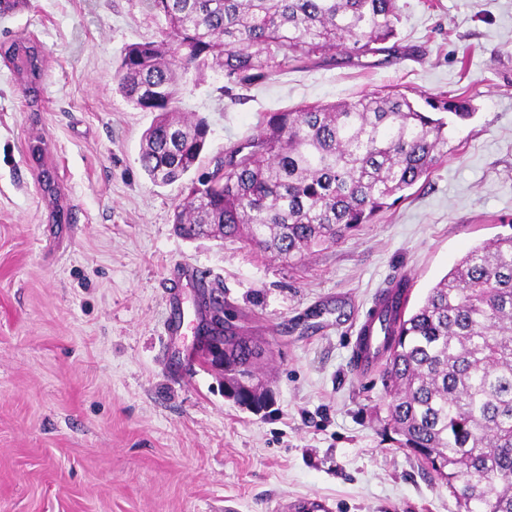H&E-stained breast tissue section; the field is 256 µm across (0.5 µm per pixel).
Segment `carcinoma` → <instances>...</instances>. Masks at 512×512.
Returning <instances> with one entry per match:
<instances>
[{
  "label": "carcinoma",
  "mask_w": 512,
  "mask_h": 512,
  "mask_svg": "<svg viewBox=\"0 0 512 512\" xmlns=\"http://www.w3.org/2000/svg\"><path fill=\"white\" fill-rule=\"evenodd\" d=\"M165 27L157 40L128 46L115 76L136 108L156 113L143 136L141 167L156 185L182 179L201 162L210 132L203 119L180 122L176 72L219 66L224 81L250 87L299 62L396 51L397 0H148ZM25 54L18 81L37 103L46 61L35 41L0 46ZM473 116L470 99L397 88L355 100L271 112L255 136L227 149L191 187L174 215L178 233L219 230L291 262L330 247L429 175L447 154L450 125ZM411 280L381 292V339L388 424L399 445L448 487L458 512H512V235L468 251L409 307ZM264 352L224 330L225 395L241 404L271 402L269 391L238 384ZM468 494L458 493L459 485Z\"/></svg>",
  "instance_id": "cac0c4a2"
}]
</instances>
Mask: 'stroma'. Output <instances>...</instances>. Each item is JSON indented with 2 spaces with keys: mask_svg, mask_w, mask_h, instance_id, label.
<instances>
[{
  "mask_svg": "<svg viewBox=\"0 0 512 512\" xmlns=\"http://www.w3.org/2000/svg\"><path fill=\"white\" fill-rule=\"evenodd\" d=\"M397 58L292 63L249 88L188 73L177 108L206 118L213 170L264 116L398 87L465 96L448 153L404 199L290 263L173 224L187 182L154 185L139 155L154 115L113 77L165 25L147 0H27L0 44L48 54L38 111L0 58V512H282L320 494L334 512H457L398 448L380 369L353 365L360 321L393 279L419 304L471 248L512 233V0H398ZM44 137V194L28 145ZM221 311L268 343L254 413L224 395L195 328ZM177 327L165 331L164 321Z\"/></svg>",
  "mask_w": 512,
  "mask_h": 512,
  "instance_id": "stroma-1",
  "label": "stroma"
}]
</instances>
